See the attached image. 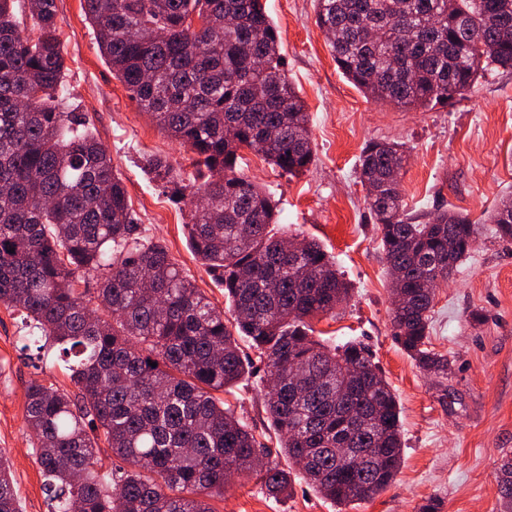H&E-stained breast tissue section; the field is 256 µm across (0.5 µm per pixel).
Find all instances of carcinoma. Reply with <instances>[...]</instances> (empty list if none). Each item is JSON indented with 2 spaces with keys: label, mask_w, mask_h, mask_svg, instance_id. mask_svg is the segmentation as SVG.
<instances>
[{
  "label": "carcinoma",
  "mask_w": 512,
  "mask_h": 512,
  "mask_svg": "<svg viewBox=\"0 0 512 512\" xmlns=\"http://www.w3.org/2000/svg\"><path fill=\"white\" fill-rule=\"evenodd\" d=\"M0 0V304L20 311L38 354L67 364L77 393L26 389L51 512H213L229 475L254 474L268 495L291 472L215 396L258 361L280 448L307 484L338 506L365 501L397 476L400 409L359 343L330 347L311 320L350 288L321 245L288 234L271 197L237 171L242 149L294 176L314 161L310 115L288 80L263 0H84L100 52L131 98L196 155L209 178L182 184L164 157L148 161L189 209L190 249L224 285V318L168 248L139 236L125 185L81 117L65 107L56 0ZM342 74L402 110L464 98L484 68L512 71V0H314ZM214 23L198 29L204 15ZM396 143L371 141L361 182L392 281L391 323L424 372L448 374L428 348L434 287L470 249L473 225L405 209ZM512 237V197L493 217ZM299 240V252L289 248ZM245 338L255 357L245 354ZM157 366H151V363ZM119 464L96 472L100 444ZM338 448H363L353 465ZM0 512H22L0 454Z\"/></svg>",
  "instance_id": "cac0c4a2"
}]
</instances>
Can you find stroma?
Wrapping results in <instances>:
<instances>
[{"mask_svg":"<svg viewBox=\"0 0 512 512\" xmlns=\"http://www.w3.org/2000/svg\"><path fill=\"white\" fill-rule=\"evenodd\" d=\"M277 26L288 78L311 117L315 161L291 177L253 151L241 171L278 204L280 223L315 239L352 288L335 315L313 319L316 339L365 344L400 408L403 463L394 483L374 498L337 508L302 478L290 496L273 498L239 477L212 500L215 512H507L501 465L512 458V241L489 218L512 196V72L490 70L452 107L402 111L363 94L337 68L315 22L314 0H265ZM64 46L67 104L90 124L112 156L143 236L162 242L184 273L220 308L224 288L189 248L187 211L146 168L166 157L184 183L199 182L192 154L169 138L112 75L88 22L83 0H57ZM377 140L404 145L401 185L419 219L448 210L476 226L457 272L439 282L429 347L447 355L448 373L429 375L396 343L392 294L381 234L359 179V156ZM18 313L0 305V453L12 464L22 512H49L25 392L35 380L71 389L61 365L34 367L21 347ZM265 376L255 368L224 393L259 441L278 449L266 413Z\"/></svg>","mask_w":512,"mask_h":512,"instance_id":"1","label":"stroma"}]
</instances>
